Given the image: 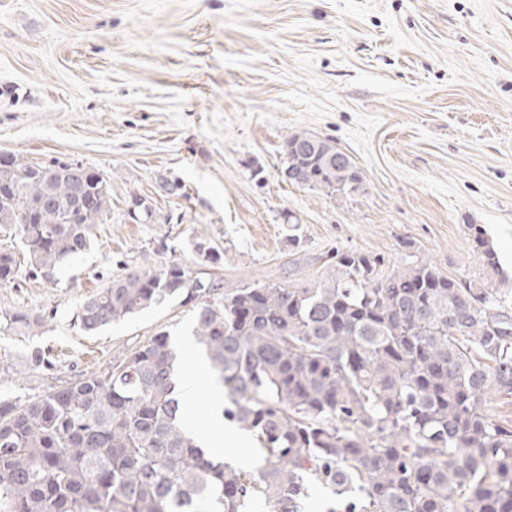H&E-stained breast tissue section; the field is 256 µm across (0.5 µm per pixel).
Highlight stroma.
Returning <instances> with one entry per match:
<instances>
[{"label":"stroma","mask_w":512,"mask_h":512,"mask_svg":"<svg viewBox=\"0 0 512 512\" xmlns=\"http://www.w3.org/2000/svg\"><path fill=\"white\" fill-rule=\"evenodd\" d=\"M301 130L353 157L359 193L280 178L283 142ZM1 152L111 186L90 251L53 278L0 285V311L46 317L37 335L0 333V365L17 370L4 397L100 373L160 330L195 357L191 306L92 335L73 315L121 264L194 265L199 242L222 255L204 272L232 287L311 283L336 248L512 278V0H0ZM164 180L178 194H160ZM135 195L151 223L130 220ZM471 224L501 274L483 268ZM467 228L471 232L475 251L483 265L494 271V273H498L500 264L499 255L495 247L486 238L483 227L479 224H471L468 225Z\"/></svg>","instance_id":"1"}]
</instances>
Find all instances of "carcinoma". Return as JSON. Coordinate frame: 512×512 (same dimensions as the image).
<instances>
[{
    "label": "carcinoma",
    "mask_w": 512,
    "mask_h": 512,
    "mask_svg": "<svg viewBox=\"0 0 512 512\" xmlns=\"http://www.w3.org/2000/svg\"><path fill=\"white\" fill-rule=\"evenodd\" d=\"M281 177L330 197L363 175L333 140L284 141ZM14 156L0 166V225L21 235L28 272L85 254L109 211L103 177ZM137 223L153 207L132 197ZM483 265L499 255L469 224ZM362 250L334 253L311 284L228 288L182 262L123 265L79 306L85 334L180 300L189 335L224 387L226 418L251 433L259 465L210 455L183 424L179 354L161 330L107 371L35 398H0V512H298L308 483L363 493L347 512H512V426L489 413L512 396V310L496 288L416 259L390 272ZM20 272L0 253V283ZM44 316L0 313V333L35 335Z\"/></svg>",
    "instance_id": "cac0c4a2"
}]
</instances>
